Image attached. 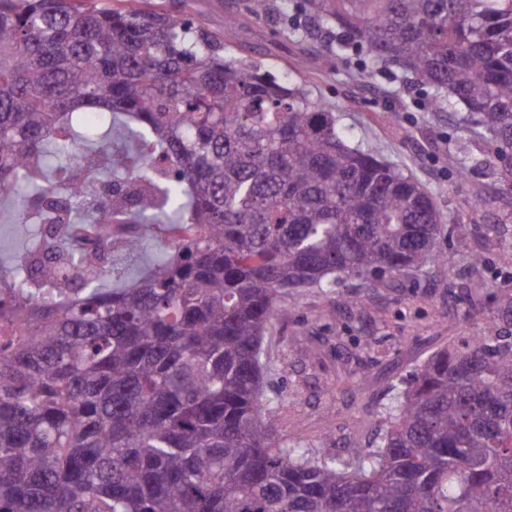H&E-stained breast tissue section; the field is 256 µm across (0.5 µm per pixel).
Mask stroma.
Returning <instances> with one entry per match:
<instances>
[{"label": "stroma", "instance_id": "obj_1", "mask_svg": "<svg viewBox=\"0 0 512 512\" xmlns=\"http://www.w3.org/2000/svg\"><path fill=\"white\" fill-rule=\"evenodd\" d=\"M245 0H126L141 10L178 13L233 44L238 55L261 66L276 81H295V65L315 68L324 49L322 33L297 41L290 34L296 0H274L266 17L254 18ZM236 16L227 27L224 19ZM315 100L335 112L352 141L380 157L399 163L430 192L447 224L463 221L472 233H446L436 250L445 261L392 284L367 290L348 283L349 307L335 297L301 295L289 299L267 341L274 367L276 429L281 440L299 438L320 454L342 453L348 439L370 443L377 432L367 409L388 401L407 387L416 366L433 351L460 336L487 327L503 328L500 309L512 298V185L497 181L499 160L482 156L479 166L461 180L444 159L461 135L453 115L428 109L429 90L404 78L397 69L366 83L348 79L345 71L316 78L309 85ZM398 111L385 122L383 116ZM481 209H473L475 197ZM483 264L472 267L474 255ZM485 289L471 288V281ZM314 340L313 356L299 351L300 338Z\"/></svg>", "mask_w": 512, "mask_h": 512}]
</instances>
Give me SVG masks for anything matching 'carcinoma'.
I'll return each instance as SVG.
<instances>
[{"label": "carcinoma", "mask_w": 512, "mask_h": 512, "mask_svg": "<svg viewBox=\"0 0 512 512\" xmlns=\"http://www.w3.org/2000/svg\"><path fill=\"white\" fill-rule=\"evenodd\" d=\"M365 83L394 66L460 114L448 167L512 157V0H304ZM149 179L122 220L173 253L115 277L91 191ZM445 217L306 85L224 56L178 14L0 0V224L53 258L0 309V512H512V338L421 361L378 433L319 455L275 434L265 345L288 297L440 263Z\"/></svg>", "instance_id": "cac0c4a2"}]
</instances>
